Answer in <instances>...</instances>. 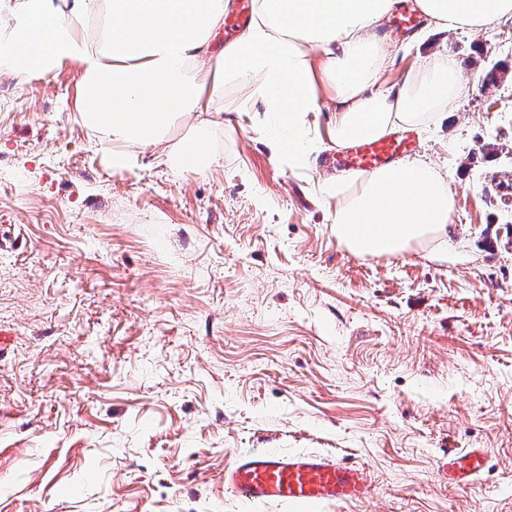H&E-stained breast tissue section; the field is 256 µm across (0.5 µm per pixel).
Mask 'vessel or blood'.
Returning a JSON list of instances; mask_svg holds the SVG:
<instances>
[{
    "mask_svg": "<svg viewBox=\"0 0 512 512\" xmlns=\"http://www.w3.org/2000/svg\"><path fill=\"white\" fill-rule=\"evenodd\" d=\"M414 149L410 133L361 139L330 157L345 171L370 172L391 166ZM486 452L465 448L446 452L439 469L455 487L471 484L484 470ZM224 490L254 505L319 506L366 499L370 483L362 465L319 451L249 450L224 469Z\"/></svg>",
    "mask_w": 512,
    "mask_h": 512,
    "instance_id": "obj_1",
    "label": "vessel or blood"
}]
</instances>
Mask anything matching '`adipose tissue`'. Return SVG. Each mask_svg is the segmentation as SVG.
<instances>
[{
  "mask_svg": "<svg viewBox=\"0 0 512 512\" xmlns=\"http://www.w3.org/2000/svg\"><path fill=\"white\" fill-rule=\"evenodd\" d=\"M398 0H252L253 19L221 50L212 38L231 0H0V74L49 75L77 67L75 110L122 169L137 150L203 174L218 165L228 112L253 113L273 159L310 170L312 113L334 107L343 148L444 117L470 84L442 53L380 87L391 50L378 29ZM436 31L473 33L512 21V0H414ZM337 240L357 256L413 248L444 254L454 209L446 176L423 160L339 173L319 185Z\"/></svg>",
  "mask_w": 512,
  "mask_h": 512,
  "instance_id": "obj_1",
  "label": "adipose tissue"
}]
</instances>
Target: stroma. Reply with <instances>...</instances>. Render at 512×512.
Listing matches in <instances>:
<instances>
[{
    "instance_id": "35a3bbf8",
    "label": "stroma",
    "mask_w": 512,
    "mask_h": 512,
    "mask_svg": "<svg viewBox=\"0 0 512 512\" xmlns=\"http://www.w3.org/2000/svg\"><path fill=\"white\" fill-rule=\"evenodd\" d=\"M511 33L380 28L381 82L445 51L472 85L415 136L455 196L444 261L350 254L330 168L278 166L252 114L207 173L116 170L76 68L0 76V512H249L224 468L254 448L364 466L365 501L317 512H512V71L481 88ZM464 448L487 463L458 488ZM486 452L482 448L448 450L439 461V471L448 484L465 487L471 484L484 470Z\"/></svg>"
}]
</instances>
